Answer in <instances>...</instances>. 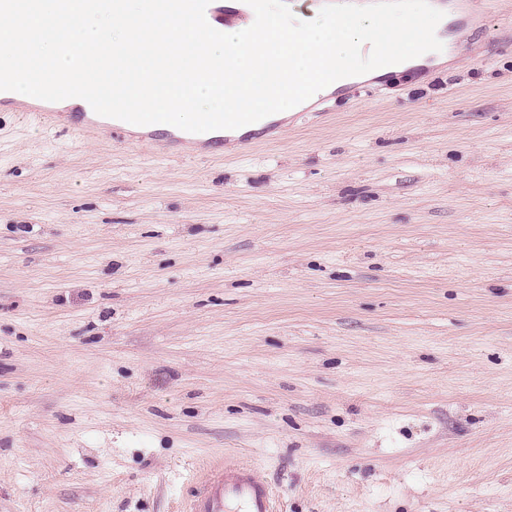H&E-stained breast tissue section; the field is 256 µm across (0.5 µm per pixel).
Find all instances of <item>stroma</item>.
Segmentation results:
<instances>
[{
	"instance_id": "stroma-1",
	"label": "stroma",
	"mask_w": 512,
	"mask_h": 512,
	"mask_svg": "<svg viewBox=\"0 0 512 512\" xmlns=\"http://www.w3.org/2000/svg\"><path fill=\"white\" fill-rule=\"evenodd\" d=\"M512 512V0L276 141L0 112V512ZM58 110L39 109L27 106L24 103L16 102L13 98L5 96V91H0V109H11L14 112H22V116L29 120L45 124L50 127L78 126L89 134H101L103 131H112L113 136L127 137L133 143H140L145 139H153L160 142V154L167 156L169 154H182L185 151L197 147H210L218 143L224 145L226 152L241 153L248 145L260 135L270 138L279 137L283 130L282 127L291 120L294 114L288 115L284 120H270V116L264 120L246 125L235 130H215L205 133H176L166 132L160 127L162 124L134 125L120 119L101 116L91 108L89 112H67L60 109L57 102H51ZM74 116H78L77 119ZM239 134L243 128L257 127ZM224 132L229 135L224 136ZM162 142V143H161ZM276 496L253 467L224 465L196 487L180 512H276Z\"/></svg>"
}]
</instances>
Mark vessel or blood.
<instances>
[{"label":"vessel or blood","mask_w":512,"mask_h":512,"mask_svg":"<svg viewBox=\"0 0 512 512\" xmlns=\"http://www.w3.org/2000/svg\"><path fill=\"white\" fill-rule=\"evenodd\" d=\"M436 9L446 13L450 32L464 28L482 29L487 16L479 8L477 0H430ZM0 109L22 113L25 118L50 127L78 126L87 133L99 134L112 131L113 135L127 138L133 143L153 139L160 143L161 155L181 154L197 147L213 144L224 145L227 152H243L258 135L279 137L283 123L264 119L257 128L246 132L215 130L205 133L167 132L159 125H134L96 112L73 114L64 110L32 108L16 102L0 91ZM180 512H276V496L268 481L259 478L253 467L226 465L214 470L202 484L196 487Z\"/></svg>","instance_id":"b4317fda"}]
</instances>
